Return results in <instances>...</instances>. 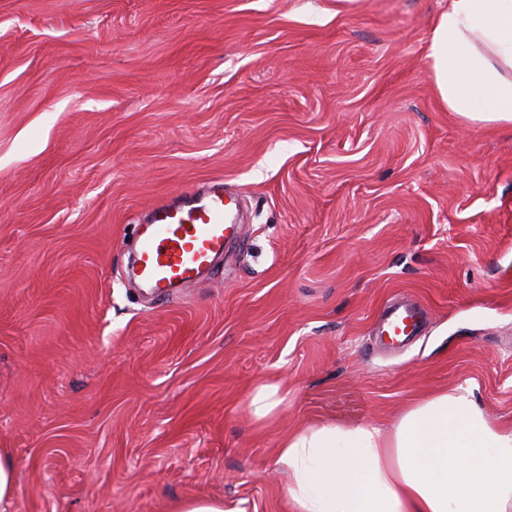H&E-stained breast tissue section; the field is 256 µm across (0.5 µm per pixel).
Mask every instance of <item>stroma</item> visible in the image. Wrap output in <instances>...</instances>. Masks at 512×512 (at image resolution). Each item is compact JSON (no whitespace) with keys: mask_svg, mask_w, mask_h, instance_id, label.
I'll return each instance as SVG.
<instances>
[{"mask_svg":"<svg viewBox=\"0 0 512 512\" xmlns=\"http://www.w3.org/2000/svg\"><path fill=\"white\" fill-rule=\"evenodd\" d=\"M448 0H0V448L14 512H293L276 448L467 383L512 427V128L432 90ZM246 236L169 301L124 278L162 196ZM427 312L373 345L399 296ZM286 399L270 419L261 384ZM279 384H263L254 392L250 407L254 417L264 420L271 417L284 398L279 397ZM17 485V472L11 452L7 448H0V511L12 512L15 490ZM171 512H240L224 508L223 499L190 498L178 501Z\"/></svg>","mask_w":512,"mask_h":512,"instance_id":"35a3bbf8","label":"stroma"}]
</instances>
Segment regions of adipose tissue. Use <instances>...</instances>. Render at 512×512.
Wrapping results in <instances>:
<instances>
[{
	"label": "adipose tissue",
	"mask_w": 512,
	"mask_h": 512,
	"mask_svg": "<svg viewBox=\"0 0 512 512\" xmlns=\"http://www.w3.org/2000/svg\"><path fill=\"white\" fill-rule=\"evenodd\" d=\"M430 80L448 111L512 124V0H449L433 25ZM293 512H512V428L471 387L402 411L390 430L328 422L283 438Z\"/></svg>",
	"instance_id": "adipose-tissue-1"
}]
</instances>
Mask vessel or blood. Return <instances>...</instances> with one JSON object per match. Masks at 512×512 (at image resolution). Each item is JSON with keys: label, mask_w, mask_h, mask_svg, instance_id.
Returning <instances> with one entry per match:
<instances>
[{"label": "vessel or blood", "mask_w": 512, "mask_h": 512, "mask_svg": "<svg viewBox=\"0 0 512 512\" xmlns=\"http://www.w3.org/2000/svg\"><path fill=\"white\" fill-rule=\"evenodd\" d=\"M240 205L238 191L220 182L154 203L139 222L134 253L139 283L161 300L174 289L194 287L240 238ZM422 316V308L409 303L387 305L380 315L381 334L388 344L405 342L416 334Z\"/></svg>", "instance_id": "obj_1"}]
</instances>
